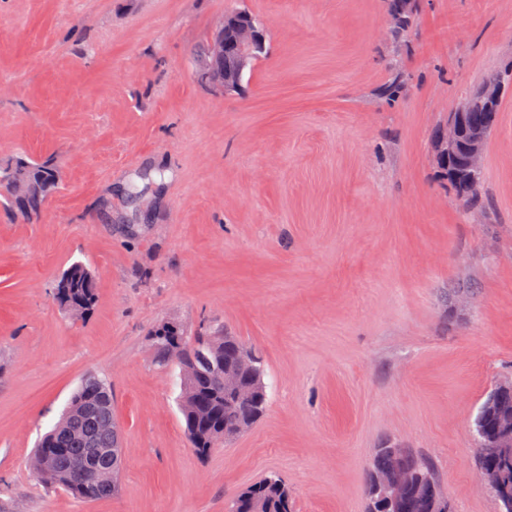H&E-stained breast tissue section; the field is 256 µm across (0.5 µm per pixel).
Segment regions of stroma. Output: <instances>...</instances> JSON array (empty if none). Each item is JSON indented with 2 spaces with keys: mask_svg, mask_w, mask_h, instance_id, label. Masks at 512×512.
<instances>
[{
  "mask_svg": "<svg viewBox=\"0 0 512 512\" xmlns=\"http://www.w3.org/2000/svg\"><path fill=\"white\" fill-rule=\"evenodd\" d=\"M268 53L241 91L196 56L234 8ZM0 0V166L53 157L34 221L0 196V504L10 512H225L274 473L295 512H367L370 464L429 462L454 512L477 487L472 422L512 379V94L483 206L442 178L434 135L512 63V0ZM403 87L381 89L394 75ZM81 261L96 304L55 281ZM224 326L263 357L264 416L209 456L183 432L150 332ZM112 387L118 491L83 503L30 466L79 383ZM63 276L69 288L65 281L57 285V288H63L58 297L59 301L74 313L87 314L96 303V286L91 270L86 265L75 262L63 271L61 277Z\"/></svg>",
  "mask_w": 512,
  "mask_h": 512,
  "instance_id": "stroma-1",
  "label": "stroma"
}]
</instances>
